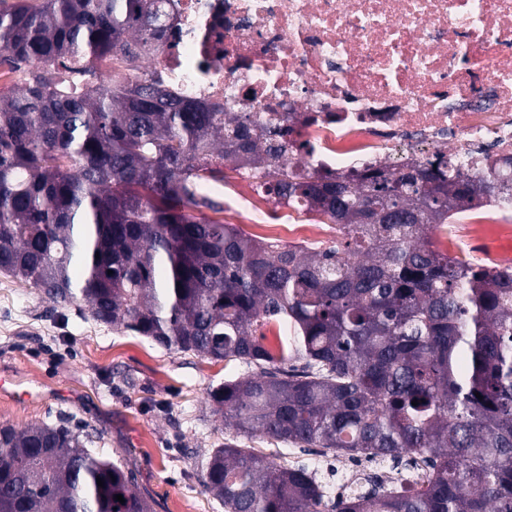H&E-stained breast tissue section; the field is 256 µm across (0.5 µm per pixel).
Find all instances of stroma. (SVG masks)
I'll list each match as a JSON object with an SVG mask.
<instances>
[{
  "label": "stroma",
  "instance_id": "obj_1",
  "mask_svg": "<svg viewBox=\"0 0 512 512\" xmlns=\"http://www.w3.org/2000/svg\"><path fill=\"white\" fill-rule=\"evenodd\" d=\"M234 361L167 350L94 321L83 305L60 307L0 275V424L21 428L59 414L93 429L91 450L121 458L154 512H224L198 463L224 441L278 452L276 442L226 425L207 400L239 376Z\"/></svg>",
  "mask_w": 512,
  "mask_h": 512
}]
</instances>
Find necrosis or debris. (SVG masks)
Listing matches in <instances>:
<instances>
[{
  "instance_id": "necrosis-or-debris-1",
  "label": "necrosis or debris",
  "mask_w": 512,
  "mask_h": 512,
  "mask_svg": "<svg viewBox=\"0 0 512 512\" xmlns=\"http://www.w3.org/2000/svg\"><path fill=\"white\" fill-rule=\"evenodd\" d=\"M166 26L169 92L273 114L308 173L512 157V0H173ZM444 231L512 241V212Z\"/></svg>"
}]
</instances>
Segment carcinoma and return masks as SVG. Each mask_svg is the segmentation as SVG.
Returning <instances> with one entry per match:
<instances>
[{
    "label": "carcinoma",
    "mask_w": 512,
    "mask_h": 512,
    "mask_svg": "<svg viewBox=\"0 0 512 512\" xmlns=\"http://www.w3.org/2000/svg\"><path fill=\"white\" fill-rule=\"evenodd\" d=\"M164 2L0 0V55L22 84L0 93V274L246 366L208 399L247 436L389 474L333 497L318 467L228 441L200 462L224 512H512V273L430 243L435 226L511 200L512 175L298 171L303 145L278 127L139 76ZM226 165L336 225L334 245L204 215L221 211L207 187ZM270 321L290 329L277 353L257 336ZM86 441L61 423L0 424V512H154L133 472Z\"/></svg>",
    "instance_id": "carcinoma-1"
}]
</instances>
